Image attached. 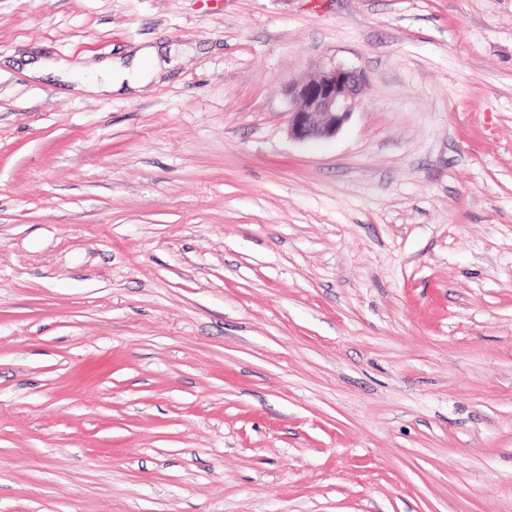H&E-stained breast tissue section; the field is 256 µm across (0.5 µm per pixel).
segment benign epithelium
<instances>
[{
	"label": "benign epithelium",
	"instance_id": "7a95c632",
	"mask_svg": "<svg viewBox=\"0 0 512 512\" xmlns=\"http://www.w3.org/2000/svg\"><path fill=\"white\" fill-rule=\"evenodd\" d=\"M365 83L363 71L336 64L292 82L289 135L299 141L335 136L351 117Z\"/></svg>",
	"mask_w": 512,
	"mask_h": 512
}]
</instances>
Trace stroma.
I'll use <instances>...</instances> for the list:
<instances>
[{"label": "stroma", "instance_id": "obj_1", "mask_svg": "<svg viewBox=\"0 0 512 512\" xmlns=\"http://www.w3.org/2000/svg\"><path fill=\"white\" fill-rule=\"evenodd\" d=\"M0 512H512V0H0ZM165 49L146 47L140 49L131 58L129 64L122 62H102L88 67L77 65L76 68L91 69L95 81L82 82L75 86L76 90L103 93L113 92L123 88H135L143 79L153 72V63L158 61ZM365 83L363 71L336 64L292 82L289 135L299 141L335 136L351 117Z\"/></svg>", "mask_w": 512, "mask_h": 512}]
</instances>
